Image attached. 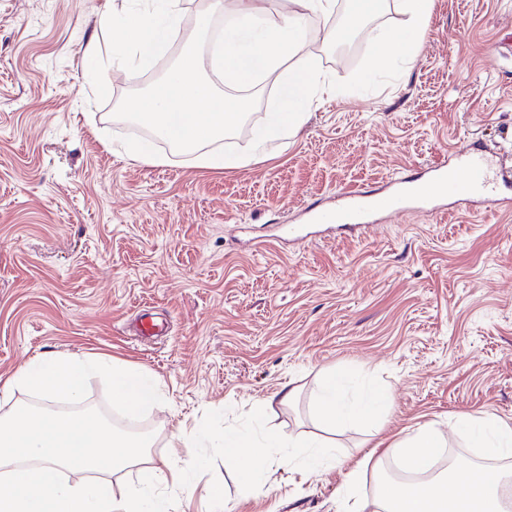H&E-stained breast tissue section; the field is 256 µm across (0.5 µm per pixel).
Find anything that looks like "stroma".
Segmentation results:
<instances>
[{
  "instance_id": "stroma-1",
  "label": "stroma",
  "mask_w": 512,
  "mask_h": 512,
  "mask_svg": "<svg viewBox=\"0 0 512 512\" xmlns=\"http://www.w3.org/2000/svg\"><path fill=\"white\" fill-rule=\"evenodd\" d=\"M210 3L180 0L178 32L142 68L99 21L147 0H0V376L37 353L150 370L165 402L142 419L145 460L175 472L193 451L171 447L173 435L196 433L208 410L233 422L261 406L271 429L338 451L315 474L274 460L250 492L216 461L189 488L166 484L171 512H338L346 497L374 512L390 444L422 426L458 449L456 468L512 471L460 422L512 423V210L451 204L439 218H380L358 237L307 214L337 190L417 176L475 145L512 171V0H433L410 69L393 62L368 82L367 33L405 28L399 0L339 47L308 18L301 52L343 95L312 107L287 144L224 172L155 145L130 109L190 50L216 94L257 89L218 143L253 146L279 107V77L225 86L208 61L226 16ZM92 39L112 57L96 72L81 57ZM135 144L155 163L130 159ZM146 316L163 335L138 334ZM331 371L346 402L382 392L375 426L322 429L314 406ZM287 383L298 395L283 405ZM366 455V479L347 496L344 475Z\"/></svg>"
}]
</instances>
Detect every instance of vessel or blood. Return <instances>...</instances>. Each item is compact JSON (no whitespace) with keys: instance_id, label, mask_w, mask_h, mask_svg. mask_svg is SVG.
Segmentation results:
<instances>
[{"instance_id":"vessel-or-blood-1","label":"vessel or blood","mask_w":512,"mask_h":512,"mask_svg":"<svg viewBox=\"0 0 512 512\" xmlns=\"http://www.w3.org/2000/svg\"><path fill=\"white\" fill-rule=\"evenodd\" d=\"M498 186L485 158L467 154L455 158L453 163L437 165L420 183L398 176L382 191L343 190L335 207L315 213L313 219L319 224L363 225L374 215L401 212L410 205L435 212L445 200L483 201L507 207L508 202L501 198Z\"/></svg>"}]
</instances>
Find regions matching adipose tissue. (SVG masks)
Wrapping results in <instances>:
<instances>
[{
    "instance_id": "1",
    "label": "adipose tissue",
    "mask_w": 512,
    "mask_h": 512,
    "mask_svg": "<svg viewBox=\"0 0 512 512\" xmlns=\"http://www.w3.org/2000/svg\"><path fill=\"white\" fill-rule=\"evenodd\" d=\"M289 8L270 12L264 0H213L216 10H229L233 20L224 28L221 49L212 58L226 85H238L256 69L280 74L279 108L263 130L265 140L274 141L298 130L318 95L327 87L315 61L300 55L306 36L305 20L326 19L324 34L331 41L342 36L341 28L329 26L336 0H289ZM407 17L402 33L375 32L378 46L376 66L388 61L412 63L426 35L432 0H400ZM181 22L178 0H152L146 11L105 18L119 35L120 45L141 64H150L170 42ZM202 62L195 54L182 55L166 81L136 105L137 118L150 122L174 146L197 151L198 146L222 139L241 120L239 106L217 97L212 85L201 77ZM340 380L328 373L318 400L322 424L331 430L355 420L375 421L383 401L366 394L358 403L346 404L340 396ZM477 447L497 455L512 454V424L495 417L471 422ZM444 441L428 426L420 427L395 446L404 465L415 471L428 470L440 454ZM500 479L452 473L434 476L408 489L386 482L377 490L379 512H506Z\"/></svg>"
}]
</instances>
